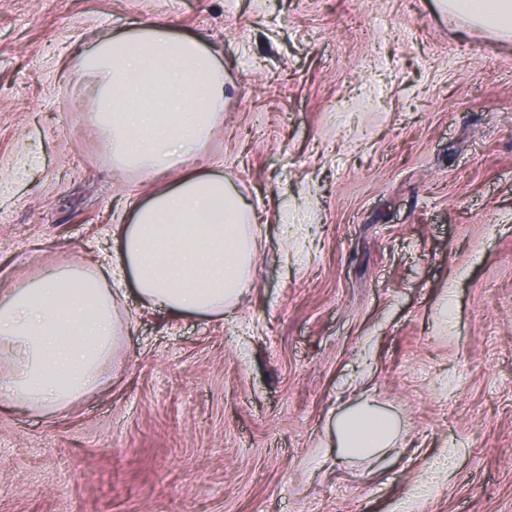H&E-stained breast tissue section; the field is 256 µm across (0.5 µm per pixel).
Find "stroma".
Returning a JSON list of instances; mask_svg holds the SVG:
<instances>
[{"label": "stroma", "mask_w": 512, "mask_h": 512, "mask_svg": "<svg viewBox=\"0 0 512 512\" xmlns=\"http://www.w3.org/2000/svg\"><path fill=\"white\" fill-rule=\"evenodd\" d=\"M134 21L224 65L190 166L249 205L247 289L209 320L123 285L103 386L0 411V512H512V36L438 0H0V291L111 256L159 185L114 165L78 66ZM366 403L397 443L353 463ZM395 437L392 420L370 406L346 413L336 421V444L352 460L367 459L378 448L390 447Z\"/></svg>", "instance_id": "1"}]
</instances>
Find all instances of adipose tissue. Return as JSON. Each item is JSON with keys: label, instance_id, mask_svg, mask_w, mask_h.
Listing matches in <instances>:
<instances>
[{"label": "adipose tissue", "instance_id": "obj_1", "mask_svg": "<svg viewBox=\"0 0 512 512\" xmlns=\"http://www.w3.org/2000/svg\"><path fill=\"white\" fill-rule=\"evenodd\" d=\"M456 13L512 33V0H451ZM94 120L114 164L175 180L125 207L120 246L98 267L56 266L0 292V404L61 413L94 391L124 323L112 284L150 307L213 317L243 295L254 260L249 211L223 176L186 162L224 116V68L200 39L134 23L79 56ZM392 420L370 406L336 422L342 455L390 447Z\"/></svg>", "mask_w": 512, "mask_h": 512}]
</instances>
